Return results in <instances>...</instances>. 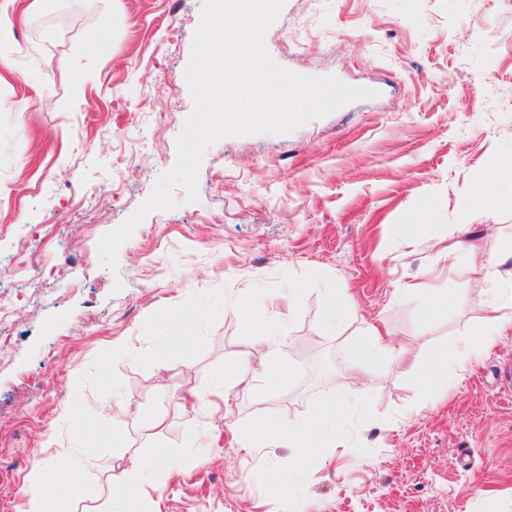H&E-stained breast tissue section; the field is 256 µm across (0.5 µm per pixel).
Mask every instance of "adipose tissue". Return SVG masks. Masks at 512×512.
<instances>
[{
	"label": "adipose tissue",
	"instance_id": "1",
	"mask_svg": "<svg viewBox=\"0 0 512 512\" xmlns=\"http://www.w3.org/2000/svg\"><path fill=\"white\" fill-rule=\"evenodd\" d=\"M440 255L448 267L449 274L467 281L473 278L490 280L497 285V301L487 321L474 327L460 340L458 359H465L478 352L499 332L503 322H512V242L499 252L482 256L479 250L478 233L474 225L463 227L461 239L441 248ZM267 309H249L244 313L245 321L254 342L263 349L268 370L276 379H283L291 372V363L281 353L282 340L266 335ZM352 411V403L345 394L335 399L315 414L298 424L271 427L270 433L277 445L293 449L294 461L300 462L318 448L335 445L337 433L344 427ZM62 480L69 485L68 496L60 501H49L45 495V484ZM83 483L74 471L51 467L45 460H38L32 468V476L25 489L24 512H76L75 501L82 492Z\"/></svg>",
	"mask_w": 512,
	"mask_h": 512
}]
</instances>
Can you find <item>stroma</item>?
<instances>
[{"label":"stroma","instance_id":"1","mask_svg":"<svg viewBox=\"0 0 512 512\" xmlns=\"http://www.w3.org/2000/svg\"><path fill=\"white\" fill-rule=\"evenodd\" d=\"M29 2L16 5L19 69L0 77V285L15 302L0 342V512H23L24 459L52 433L58 468L104 462L87 471L78 512H512V324L432 400L414 383L490 297L489 283L449 276L437 242L463 224L479 226L489 254L512 240V183L473 195L512 160V0H285L265 34L271 57L374 97L288 134L210 145L198 201L175 188L177 208L144 218L114 272L98 242L174 166L194 108L184 72L203 0ZM22 99L26 111H10ZM80 271L85 284L70 287ZM423 278L465 305L424 316L396 291ZM291 285L305 290L301 308L268 326L286 338L293 377L269 385L257 360L251 389L232 383L251 348L243 306ZM338 289L346 318L332 336L322 312ZM173 301L187 320L168 317ZM371 320L410 347L407 365L372 358L355 374ZM163 336L190 337L181 360L162 357ZM116 342L130 353L101 375ZM220 383L229 411L194 403ZM341 390L367 407L335 447L292 468L268 442L255 469L244 443L264 419L298 423ZM110 394L126 410L122 455L101 408ZM84 422L99 431L88 449L73 441ZM160 453L169 476L151 498L114 494L128 470L151 480Z\"/></svg>","mask_w":512,"mask_h":512}]
</instances>
